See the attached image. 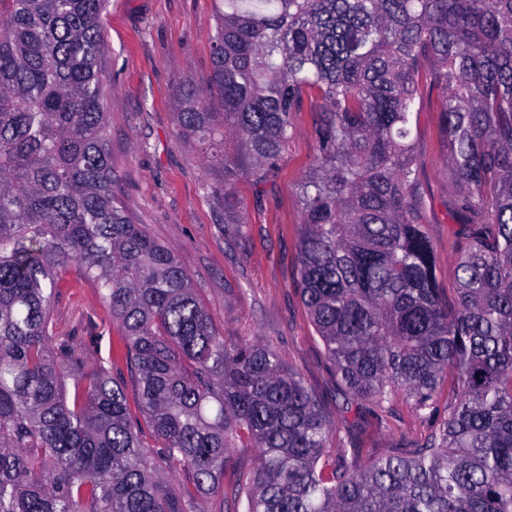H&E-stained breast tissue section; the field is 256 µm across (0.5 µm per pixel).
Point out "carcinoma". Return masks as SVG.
<instances>
[{"label":"carcinoma","instance_id":"1","mask_svg":"<svg viewBox=\"0 0 512 512\" xmlns=\"http://www.w3.org/2000/svg\"><path fill=\"white\" fill-rule=\"evenodd\" d=\"M109 3L0 0V512H201L239 448L233 512H512V0H216L211 76L180 101L226 214L317 114L298 287L341 389L386 417L451 393L425 443L366 465L271 344L224 340L112 191ZM428 89L464 227L451 303L419 204ZM72 270L117 327L106 361L58 331Z\"/></svg>","mask_w":512,"mask_h":512}]
</instances>
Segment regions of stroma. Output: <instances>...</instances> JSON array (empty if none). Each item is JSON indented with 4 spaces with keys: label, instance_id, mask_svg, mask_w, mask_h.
Returning <instances> with one entry per match:
<instances>
[{
    "label": "stroma",
    "instance_id": "1",
    "mask_svg": "<svg viewBox=\"0 0 512 512\" xmlns=\"http://www.w3.org/2000/svg\"><path fill=\"white\" fill-rule=\"evenodd\" d=\"M214 10L215 0H111L104 25L114 190L133 220L173 251L225 340L272 344L337 420L353 423L363 458L423 441L433 420L403 402L394 403L387 424L374 411L344 409L339 381L296 289L298 185L315 154V113H297L272 184L260 190L238 183L244 203L238 226L225 223L223 206L206 189L220 172L205 171L197 147L178 136L184 80L202 86L211 75ZM416 131L424 221L439 286L449 298L463 227L450 216L457 188L441 170L445 144L437 97L424 98ZM58 310L61 330L87 337L91 352L108 358L117 329L93 283L74 280Z\"/></svg>",
    "mask_w": 512,
    "mask_h": 512
}]
</instances>
